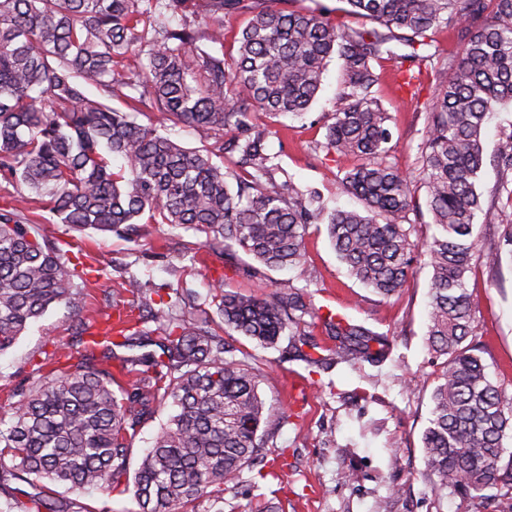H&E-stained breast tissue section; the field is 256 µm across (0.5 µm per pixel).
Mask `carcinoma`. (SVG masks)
I'll use <instances>...</instances> for the list:
<instances>
[{
	"mask_svg": "<svg viewBox=\"0 0 512 512\" xmlns=\"http://www.w3.org/2000/svg\"><path fill=\"white\" fill-rule=\"evenodd\" d=\"M195 0H0V178L33 192L69 230L143 236L144 223L205 234L203 246L241 248L276 270L306 264V231L324 224L350 274L379 295L401 292L430 268L428 346L446 357L433 395L423 448L436 491L512 496V406L466 343L474 332L467 281L477 266L495 273L512 257V124L491 155L498 180L477 181L485 161L482 132L494 103L512 102V0H344L349 12L379 24L350 28L330 11H297L289 0L252 16L224 50V15L244 0H207L193 23L174 28ZM452 28L455 51L440 62L429 31ZM337 56L342 88L320 148L357 163L343 189L358 210L327 209L315 191L273 176L260 116L299 117L315 101L327 61ZM393 60L410 86L430 70L435 92L426 111L422 165L409 177L389 161L391 114L375 97L372 63ZM98 90L90 99L85 88ZM120 88L129 111L112 107ZM193 129L186 148L138 119L143 109ZM238 154L234 169L222 132ZM426 188L436 232L419 243L414 183ZM485 223L476 224L477 214ZM33 221L0 206V352L53 304L83 309L77 269ZM136 300L133 327L78 319L65 362L13 392L0 413V494L8 512H90L69 493L110 490L128 474L129 451L157 408L175 407L133 477L138 512H224L225 486L258 461L264 402L259 371L232 352L207 315L176 314L179 288L147 293L124 280ZM224 326L261 347L286 332L294 347L317 344L296 330L319 317L304 290L285 283L264 296L212 288ZM153 322L155 329L144 327ZM336 362L386 361L388 337L343 316H324ZM125 348L128 355L116 349ZM133 375L127 385L122 378ZM12 480L26 483V500ZM62 487L52 494L50 486Z\"/></svg>",
	"mask_w": 512,
	"mask_h": 512,
	"instance_id": "cac0c4a2",
	"label": "carcinoma"
}]
</instances>
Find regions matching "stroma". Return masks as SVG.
Listing matches in <instances>:
<instances>
[{
  "label": "stroma",
  "instance_id": "1",
  "mask_svg": "<svg viewBox=\"0 0 512 512\" xmlns=\"http://www.w3.org/2000/svg\"><path fill=\"white\" fill-rule=\"evenodd\" d=\"M374 71L376 96L394 117L397 147L392 160L400 170L414 172L431 77L422 75L418 97L412 100L398 88L395 62H381ZM340 81V64L330 60L309 112L283 118L266 146L275 157L277 181L289 179L301 189L319 191L328 208L356 209L359 201L340 186L346 160L320 147ZM201 240V235L167 224L146 225L136 244L113 234L84 235L82 250L101 277L82 288V315L62 305L51 307L0 353V404L12 389L32 380L40 364L56 361L77 319L96 318L105 296L132 308L131 296L121 287L129 276L138 277L149 291L166 285L187 289L191 301L182 310L188 315L214 313L211 289L216 281H223L228 291L258 294L289 281L306 288L315 307L387 334L394 350L379 367L337 362L324 327L311 318L302 327L326 349L319 367L299 357L290 336H282L274 348L230 336L234 359L262 373L258 392L268 409V440L259 463L225 492L224 512H378L383 502L388 512H512L507 498L438 495L428 478L422 434L442 370L441 359L425 345L429 268L419 269L399 295L386 299L348 276L322 224L307 231V263L301 268L273 271L241 252L228 258L202 249ZM184 247L195 249L196 259H178L177 251ZM501 274V290L490 286L486 268H476L469 277L475 302L471 342L479 347L491 378L512 400V264L503 263Z\"/></svg>",
  "mask_w": 512,
  "mask_h": 512
}]
</instances>
